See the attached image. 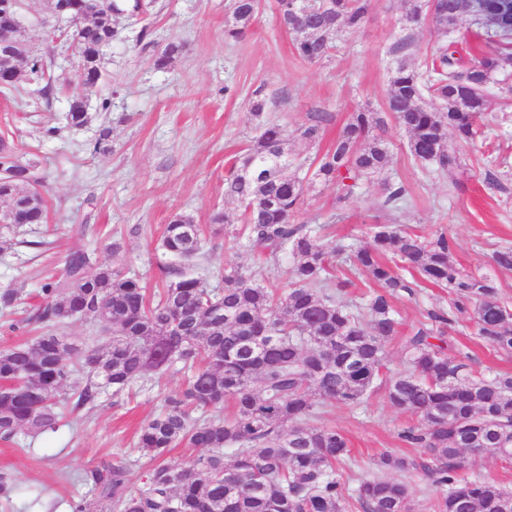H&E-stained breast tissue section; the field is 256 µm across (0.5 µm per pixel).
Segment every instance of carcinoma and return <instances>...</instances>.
Wrapping results in <instances>:
<instances>
[{"instance_id":"carcinoma-1","label":"carcinoma","mask_w":512,"mask_h":512,"mask_svg":"<svg viewBox=\"0 0 512 512\" xmlns=\"http://www.w3.org/2000/svg\"><path fill=\"white\" fill-rule=\"evenodd\" d=\"M277 0L280 24L295 35L293 48L303 61L330 57L344 34L360 29L372 0H307L308 29H301ZM260 0H231L225 38L237 41L252 28ZM433 10L438 53L417 69L399 59L391 70L389 110L407 134L416 163L443 174L461 166L448 139L470 141L478 134L489 78L504 96L512 84V0H485L474 24L491 29L480 56L464 63L448 34L458 19L448 0H407L404 20L417 23ZM49 11L84 16L76 29L79 63L94 87L102 78L100 51L117 30L109 19L90 12V0H51ZM183 44L169 41L155 64L167 68ZM45 82L43 58L26 70L0 65V93L19 91L21 82ZM256 135L234 157L224 180V197L239 203L234 217L223 210L210 216L215 230L240 225L235 237L248 249L276 259H291L282 287L267 286L239 267L224 270V287L210 288L188 273L201 251V229L184 214L167 224L160 247L172 262L158 266L159 288L148 294L139 280L118 268L94 266L81 249L71 251L64 273L41 287L42 301L10 325L34 327L26 341L0 350V440L20 432H54L57 403L71 395L79 408L98 406L104 390L119 396L140 379L177 365L191 372L185 387L164 400V410L145 420L136 447L147 458L143 486L129 485L125 458L103 460L85 474L90 496L68 501L69 512H409L410 487L393 472L420 473L441 489L435 512H512V491L491 480L462 481L458 471L467 455L512 458V374L485 377L461 359L448 356V326L468 315L495 351L512 354V310L499 298L492 280L464 273L452 259V244L400 224L372 226V245L337 246L321 228L297 223L314 183L336 187L347 199L364 181L379 180L381 209L401 207L406 188L387 176L390 152L377 134L385 125L377 112L350 114L326 151L304 158L310 177H301L293 143L319 144L327 112H312L308 124L289 133L270 118V102L257 92L250 102ZM70 127L89 115L72 102L65 116ZM0 212L5 224H44L43 198L30 192L41 179L33 161L0 137ZM349 253L378 289L360 303L348 296V279L333 274L337 255ZM432 284L453 295L450 311H432L410 330L393 299ZM79 318L112 332L105 344L88 350L56 326ZM401 338L404 368L387 366L386 345ZM395 408L421 418L400 437L420 455H380L381 474L358 479L349 488L339 470L349 458L348 439L322 423L340 404L356 411L379 388ZM230 405L229 417L195 419L192 413ZM179 446L200 448L183 466L164 460ZM231 454L232 462L225 461Z\"/></svg>"}]
</instances>
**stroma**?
<instances>
[{
  "instance_id": "stroma-1",
  "label": "stroma",
  "mask_w": 512,
  "mask_h": 512,
  "mask_svg": "<svg viewBox=\"0 0 512 512\" xmlns=\"http://www.w3.org/2000/svg\"><path fill=\"white\" fill-rule=\"evenodd\" d=\"M137 1L144 12L135 20L119 19L116 37L103 50V77L94 87L76 78L78 60L66 39L46 41L45 24L52 19L46 0L25 2L26 36L46 61L54 88L46 96L32 84L0 96V135L38 162L49 219L18 228L0 224V238L13 243L0 255V290L21 289L23 301H30L47 277L61 275L76 247L154 287L157 267L170 261L160 240L173 215H190L207 227L214 209L235 211V203L224 198V179L254 134L249 100L259 91L271 100L273 118L292 131L306 125L310 113H330L321 142L325 148L351 112L384 113L389 176L408 191L396 223L427 238L446 233L458 266L492 275L501 298L512 306V271L493 262L496 250L512 247V103L503 104L497 91H490L483 135L457 145L464 167L438 174L417 164L407 151L406 134L386 112L392 48L410 36L406 60L419 67L430 60L435 43L428 22L406 26L404 0H373L365 24L341 37L330 58L315 64L294 55V37L280 27L274 0H262L250 32L237 42L224 38L229 0H126ZM173 39L183 42L182 53L168 69H157L156 55ZM74 98L89 107L87 127L65 123ZM104 127L110 131L107 147L98 151L94 145ZM491 175L501 190L488 189ZM381 196L380 183L364 182L341 203L335 188L318 184L307 194L298 220L327 224L330 214L341 213V221L327 224L329 237L366 246L372 242L370 227L385 221L378 209ZM82 224L86 234L74 235ZM115 242L121 245L116 254L110 250ZM230 267L269 284L285 280L289 264L284 257L275 263L260 259L233 235L208 231L195 272L218 288ZM394 304L411 328L428 311L449 307L450 296L429 287L400 295ZM448 339L451 356L469 355L472 370L512 372V355L487 346L468 317L458 320ZM184 385L183 372L174 368L95 408L67 406L57 431L23 435L15 444L0 440V474L12 486L9 494L0 493V512H34L30 491L35 487L47 488L62 502L88 495L86 471L116 454L132 463L131 488L141 487L145 469L136 430ZM325 422L347 437L345 473L357 478L377 474L383 452L408 453L399 434L418 419L392 408L380 390L361 410L333 407Z\"/></svg>"
}]
</instances>
